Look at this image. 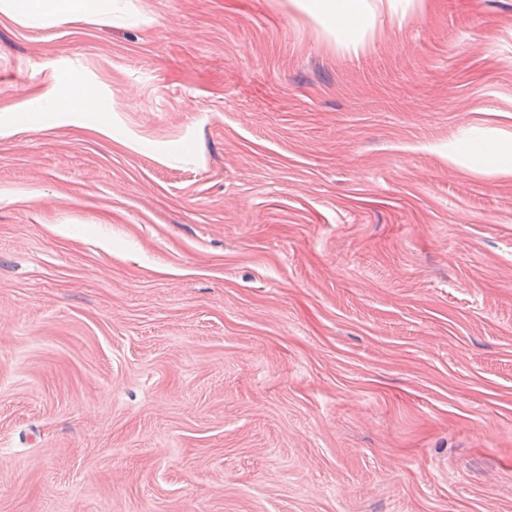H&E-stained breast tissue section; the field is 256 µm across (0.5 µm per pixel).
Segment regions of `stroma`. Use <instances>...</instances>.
Listing matches in <instances>:
<instances>
[{
	"label": "stroma",
	"mask_w": 512,
	"mask_h": 512,
	"mask_svg": "<svg viewBox=\"0 0 512 512\" xmlns=\"http://www.w3.org/2000/svg\"><path fill=\"white\" fill-rule=\"evenodd\" d=\"M369 5L0 10V512H512V0ZM306 10L321 23L336 26V39L348 50L357 52L362 37L357 34L358 23L370 11L366 0H308ZM84 114L101 112L98 101L79 79L58 86L52 97L43 104L29 110L27 118L30 122H38L42 112H63L75 106ZM453 153L460 157L475 156L490 169H512V147L481 137L469 136L458 140L454 144Z\"/></svg>",
	"instance_id": "stroma-1"
}]
</instances>
